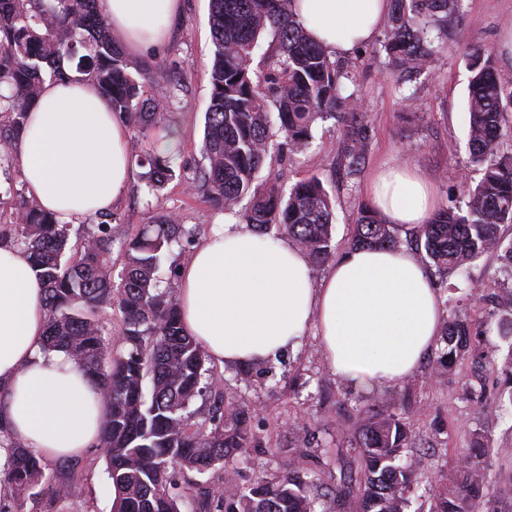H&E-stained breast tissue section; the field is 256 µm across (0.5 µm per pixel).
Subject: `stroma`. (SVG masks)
<instances>
[{
  "mask_svg": "<svg viewBox=\"0 0 512 512\" xmlns=\"http://www.w3.org/2000/svg\"><path fill=\"white\" fill-rule=\"evenodd\" d=\"M181 2L164 43L132 55L131 60L176 64L181 88L167 106L177 117L180 158L191 170L201 159L213 44L209 0ZM510 26L512 0H460L440 53L427 70L410 79L389 72L377 38L342 57L354 76L347 90L359 95L370 129V143L358 172L347 167L343 128L332 119L317 122L311 147L266 163L262 169L263 175L276 178L286 188L313 175L322 179L335 201L334 255L348 249L357 207L367 200L369 176L383 164L418 168L433 181L440 207L463 205L465 181L454 179V171L466 170L472 181L479 178L477 171L466 167L469 72L465 54L472 45L490 52L503 82L512 85V54L502 44V34ZM460 29L467 41L457 37ZM163 206L183 216L194 229L196 242L213 234L215 209L188 195L181 183H169ZM436 289L445 315L466 314L473 327L481 329L478 354L465 356L438 374L434 367L439 353L431 351L411 377L374 396L338 381L325 364L318 336L312 334L277 361L221 369L225 400L258 410L252 421L255 446L248 459H230L223 470L207 473V480L246 487L298 469L307 472L314 492L321 495L317 512H336L331 497L322 496L321 491L335 486L340 469L359 468L358 451L351 446L358 408L392 401L408 417L413 431V512H429L436 479L454 480L460 458L477 442L487 450L485 464L491 481L482 510L512 512V415L495 406L512 379V342L495 328L494 300L508 294L501 261L483 257L447 281L437 282ZM474 291L483 294V301L471 299ZM477 391L485 395L486 409L475 404ZM47 475L53 482L68 483V498L59 500L45 493L25 499L18 512H111L112 483L102 449L91 448L66 466L51 462Z\"/></svg>",
  "mask_w": 512,
  "mask_h": 512,
  "instance_id": "1",
  "label": "stroma"
}]
</instances>
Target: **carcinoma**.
Wrapping results in <instances>:
<instances>
[{
    "label": "carcinoma",
    "instance_id": "carcinoma-1",
    "mask_svg": "<svg viewBox=\"0 0 512 512\" xmlns=\"http://www.w3.org/2000/svg\"><path fill=\"white\" fill-rule=\"evenodd\" d=\"M292 0H210L214 45L210 104L205 115L202 165L185 176L175 150L152 142L173 125L166 108L177 87L165 61L132 64L120 34L99 12L97 0H0V166L13 164L27 110L45 81L66 82L76 72L92 81L144 144L135 153L139 180L153 201V220L128 231L112 213L70 244L72 225L60 224L20 188L13 192L11 219L0 237L25 252L45 286L44 350H60L81 363L97 383L105 407L101 445L118 497L115 512H181L188 494L192 512H316L310 481L297 470L273 481L218 487L190 474L219 471L224 462L253 446L255 410L219 404L209 424L193 421L192 400L211 390L210 360L182 328L177 299L160 289L157 271L174 247L192 243L177 212L161 205L166 186L178 178L189 195L234 213L255 232L286 234L314 267L332 254L333 203L321 179H302L288 191L259 178L272 153L307 148L317 121L346 124L345 156L356 171L370 130L357 98L343 95L349 73L312 42L294 17ZM458 0H391L382 49L390 70L409 78L427 69L441 49V34ZM273 35L274 48L254 62L259 39ZM470 72L469 163L481 178L467 189L465 207L443 208L414 229L424 261L447 277L462 266L496 255L512 277V241L500 233L512 223V153L502 150L512 135V88L497 73L491 54L466 57ZM151 94H145V88ZM401 227L367 204L358 206L352 248L397 245ZM122 270L112 275V255ZM117 316L118 346L98 318ZM482 332L454 314L445 322L437 371L451 367ZM361 474H343L332 495L349 497L352 512H405L413 482L409 422L394 404L358 410L353 435ZM0 512L9 503L34 499L48 481V461L16 443L0 422ZM484 449L473 447L458 466L453 486L436 484L431 512H479L487 485Z\"/></svg>",
    "mask_w": 512,
    "mask_h": 512
}]
</instances>
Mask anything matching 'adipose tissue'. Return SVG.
<instances>
[{
	"mask_svg": "<svg viewBox=\"0 0 512 512\" xmlns=\"http://www.w3.org/2000/svg\"><path fill=\"white\" fill-rule=\"evenodd\" d=\"M180 0H98L126 46L162 44ZM390 0H293L308 34L347 56L368 44ZM130 131L91 81L46 82L29 110L17 155L28 197L62 224L112 209L134 174ZM389 223L429 221L434 186L418 169L388 165L368 184ZM179 269L184 329L211 362L260 364L316 331L329 370L349 385L379 392L424 361L441 333L442 300L416 256L403 248L347 250L313 285L305 252L290 239L257 235L230 213ZM44 289L27 255L0 241V419L37 455H80L103 433L105 409L83 366L43 349Z\"/></svg>",
	"mask_w": 512,
	"mask_h": 512,
	"instance_id": "obj_1",
	"label": "adipose tissue"
}]
</instances>
